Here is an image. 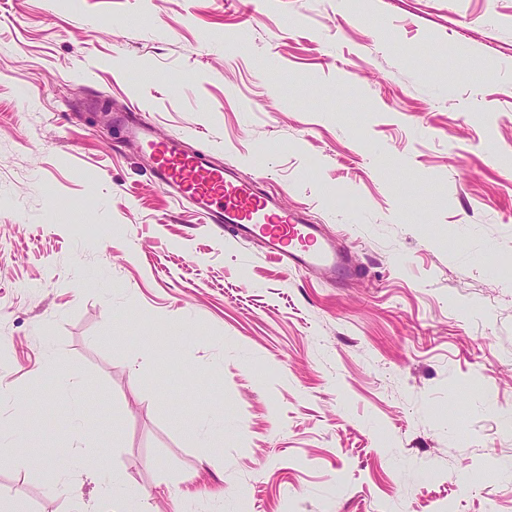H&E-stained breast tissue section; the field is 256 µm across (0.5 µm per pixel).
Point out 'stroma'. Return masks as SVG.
Listing matches in <instances>:
<instances>
[{"instance_id":"obj_1","label":"stroma","mask_w":512,"mask_h":512,"mask_svg":"<svg viewBox=\"0 0 512 512\" xmlns=\"http://www.w3.org/2000/svg\"><path fill=\"white\" fill-rule=\"evenodd\" d=\"M127 108L356 275L202 223L122 146ZM509 416L512 0H0V432L45 450L1 497L512 512Z\"/></svg>"}]
</instances>
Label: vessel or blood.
Returning a JSON list of instances; mask_svg holds the SVG:
<instances>
[{
	"label": "vessel or blood",
	"instance_id": "obj_1",
	"mask_svg": "<svg viewBox=\"0 0 512 512\" xmlns=\"http://www.w3.org/2000/svg\"><path fill=\"white\" fill-rule=\"evenodd\" d=\"M124 131L126 142L149 157L155 178L193 202L205 223L224 225L243 241L261 239L269 256L290 267L316 270L327 279L350 275L345 252L321 225L288 208L278 195L242 180L235 166H218L206 154L180 149L141 118L126 121Z\"/></svg>",
	"mask_w": 512,
	"mask_h": 512
}]
</instances>
